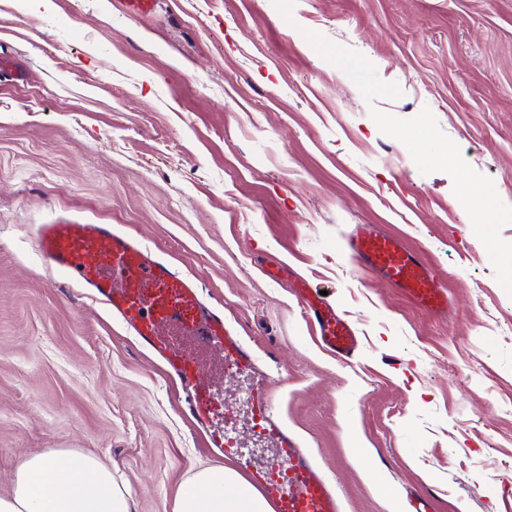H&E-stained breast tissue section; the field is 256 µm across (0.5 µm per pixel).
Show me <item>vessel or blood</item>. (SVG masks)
<instances>
[{
    "instance_id": "obj_1",
    "label": "vessel or blood",
    "mask_w": 512,
    "mask_h": 512,
    "mask_svg": "<svg viewBox=\"0 0 512 512\" xmlns=\"http://www.w3.org/2000/svg\"><path fill=\"white\" fill-rule=\"evenodd\" d=\"M34 239L45 263L87 288L165 365L182 391L185 414L204 432L209 447L237 462L273 512H343L339 494L309 451L276 417L275 381L226 327L223 315L202 302L194 279L108 224H39ZM346 250L353 265L375 271L420 308L429 312L447 308L448 298L427 262L400 237L367 224L348 238ZM298 294L305 316L318 331L319 344L341 360L353 359L358 348L353 325L319 292L302 288ZM175 336L191 338L247 377L248 431L272 448V460L256 462L245 455L239 437L224 426L223 394L205 383L195 361L175 350L171 343Z\"/></svg>"
}]
</instances>
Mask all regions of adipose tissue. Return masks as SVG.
<instances>
[{
  "label": "adipose tissue",
  "mask_w": 512,
  "mask_h": 512,
  "mask_svg": "<svg viewBox=\"0 0 512 512\" xmlns=\"http://www.w3.org/2000/svg\"><path fill=\"white\" fill-rule=\"evenodd\" d=\"M0 512H135L124 485L110 466L81 453L32 455L17 469ZM176 512H270L259 493L231 467L197 470L182 485Z\"/></svg>",
  "instance_id": "1"
}]
</instances>
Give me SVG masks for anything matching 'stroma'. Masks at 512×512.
Instances as JSON below:
<instances>
[{
    "mask_svg": "<svg viewBox=\"0 0 512 512\" xmlns=\"http://www.w3.org/2000/svg\"><path fill=\"white\" fill-rule=\"evenodd\" d=\"M1 59L0 496L23 459L78 452L135 512H175L222 464L161 365L36 253L35 225L112 224L223 309L344 512H512V0H0ZM360 224L423 252L447 315L352 266ZM276 261L353 324L352 362ZM211 380L266 456L247 379Z\"/></svg>",
    "mask_w": 512,
    "mask_h": 512,
    "instance_id": "1",
    "label": "stroma"
}]
</instances>
